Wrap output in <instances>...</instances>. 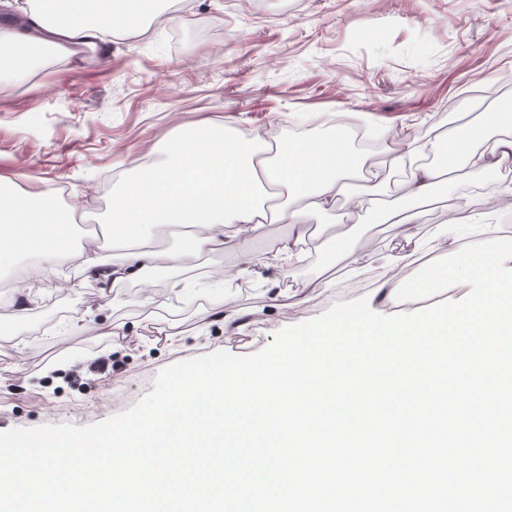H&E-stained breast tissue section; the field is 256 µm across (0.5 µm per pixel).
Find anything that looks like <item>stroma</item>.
<instances>
[{"mask_svg":"<svg viewBox=\"0 0 512 512\" xmlns=\"http://www.w3.org/2000/svg\"><path fill=\"white\" fill-rule=\"evenodd\" d=\"M171 25L113 39L111 53L42 60L0 77V177L75 207L69 249L30 282L21 256L0 273V432L68 422L89 425L123 412L171 365L218 350L250 356L278 330L333 303L368 296L381 257L400 275L447 249L415 241L443 234L466 204L482 224L512 216V165L490 174L459 167L412 228V241L378 223L377 210L337 202L305 226L307 257L283 274L270 266L289 233L268 224L238 264L230 250L184 255L138 282L80 274L89 250L120 261L106 225L120 176L158 162L178 126L226 123L288 139L370 128L380 146L370 184L406 204L409 174L391 163L418 132L445 135L512 103V0H176ZM499 95L485 100L484 91ZM362 235L361 272L347 273L336 241ZM305 298L303 312L287 306ZM28 300L19 310V297ZM112 359L106 373L90 372Z\"/></svg>","mask_w":512,"mask_h":512,"instance_id":"stroma-1","label":"stroma"}]
</instances>
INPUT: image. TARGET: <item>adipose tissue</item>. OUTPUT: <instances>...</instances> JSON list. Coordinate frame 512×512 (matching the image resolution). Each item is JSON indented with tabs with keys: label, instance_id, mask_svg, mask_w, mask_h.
<instances>
[{
	"label": "adipose tissue",
	"instance_id": "adipose-tissue-1",
	"mask_svg": "<svg viewBox=\"0 0 512 512\" xmlns=\"http://www.w3.org/2000/svg\"><path fill=\"white\" fill-rule=\"evenodd\" d=\"M28 3V30L0 29V72L15 68L36 43L65 56L83 46L106 52L114 37L143 29L144 0ZM496 127L502 128L501 137L492 151H483L489 129ZM436 152L447 154V166L416 165L408 184L410 206L384 213V222L403 238L411 236L417 205L432 199L453 166L492 171L512 161V127L504 128L501 113L486 112L479 121L454 126L443 139L419 134L393 162L403 166ZM163 153V161L123 180L112 199L109 229L113 243L127 249L124 265L108 270L91 254L86 271L104 279L141 280L158 262L177 263L185 252L224 247L248 257L266 224L301 223L327 211L340 196L356 211L369 204L363 194L346 189L347 180L363 177L371 164L350 149L341 129L270 146L260 136L228 133L220 126L183 127L166 140ZM283 186L288 189L284 196L279 193ZM67 223L45 192L20 194L0 178V263L26 252L39 258L27 269V278L53 270L69 246ZM151 227H185L189 233L181 251L162 253L141 247Z\"/></svg>",
	"mask_w": 512,
	"mask_h": 512
}]
</instances>
